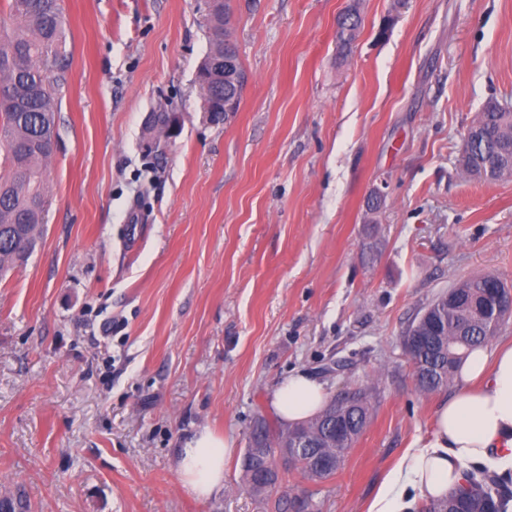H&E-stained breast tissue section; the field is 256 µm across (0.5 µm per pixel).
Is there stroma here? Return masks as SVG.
<instances>
[{"label":"stroma","instance_id":"1","mask_svg":"<svg viewBox=\"0 0 512 512\" xmlns=\"http://www.w3.org/2000/svg\"><path fill=\"white\" fill-rule=\"evenodd\" d=\"M231 5L249 80L213 125L206 0H63L44 230L0 280V495L31 512H271L240 461L297 371L372 409L333 476L283 484L369 512L449 396L418 390L407 328L465 279L512 287V178L458 163L484 103L512 107V0ZM160 110L180 133L157 153ZM201 427L234 442L206 499L175 461Z\"/></svg>","mask_w":512,"mask_h":512}]
</instances>
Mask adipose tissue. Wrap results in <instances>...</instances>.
Segmentation results:
<instances>
[{"instance_id":"obj_1","label":"adipose tissue","mask_w":512,"mask_h":512,"mask_svg":"<svg viewBox=\"0 0 512 512\" xmlns=\"http://www.w3.org/2000/svg\"><path fill=\"white\" fill-rule=\"evenodd\" d=\"M458 374L453 395L437 405L429 436L389 474L370 512H407L413 496L438 500L462 483L472 464L512 470V346L475 349ZM327 400L321 383L298 372L282 381L271 404L285 424L295 425L316 415ZM231 453L229 441L200 429L177 450L182 486L198 498L223 490Z\"/></svg>"}]
</instances>
